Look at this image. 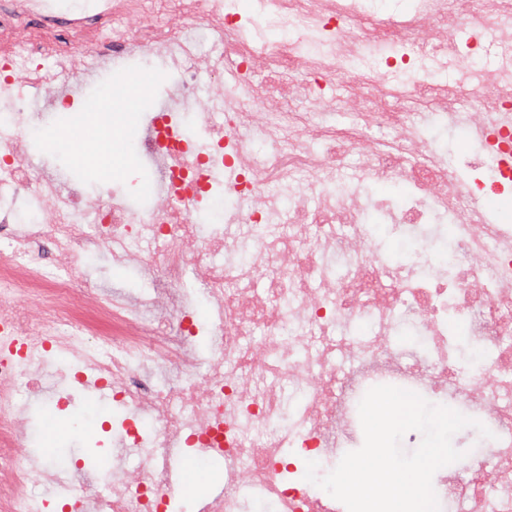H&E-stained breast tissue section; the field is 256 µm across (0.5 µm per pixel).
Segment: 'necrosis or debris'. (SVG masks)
Segmentation results:
<instances>
[{"instance_id": "4bbe7bcc", "label": "necrosis or debris", "mask_w": 512, "mask_h": 512, "mask_svg": "<svg viewBox=\"0 0 512 512\" xmlns=\"http://www.w3.org/2000/svg\"><path fill=\"white\" fill-rule=\"evenodd\" d=\"M112 0V21L53 45L51 28L0 36V512H47L30 465L29 401L65 410L68 388L94 380L130 407L119 431L148 465L120 469L102 489L65 498L94 512H169L166 459L174 447L213 448L232 464L212 512H240L243 491L276 512H332L331 498L290 478L300 461L330 457L353 432L352 405L386 380L461 403L493 434L463 472L442 477V512H512V248L506 221H470L480 195L512 194V170L475 161L470 178L440 162L424 128L462 112L480 120L512 109V0H414L382 13L373 0ZM172 66L184 109L153 119L146 153L167 158L161 191L136 207L81 195L39 174L16 85L70 108L63 80L131 51ZM496 52L495 67L480 57ZM310 98L305 112L295 98ZM206 120L207 148L185 135ZM390 129L394 138H379ZM368 150L360 183L347 182ZM227 163L237 180L213 181ZM401 181L404 203L365 182ZM249 196L235 228L198 224L201 202ZM379 211L391 236H413L411 258L389 262L366 222ZM101 254L145 272L150 300L106 291L83 264ZM220 317L200 323L187 279ZM408 316L426 350L395 344ZM468 322L487 352L464 369L448 323ZM367 321L365 333L353 325ZM208 338L211 356L195 353Z\"/></svg>"}]
</instances>
